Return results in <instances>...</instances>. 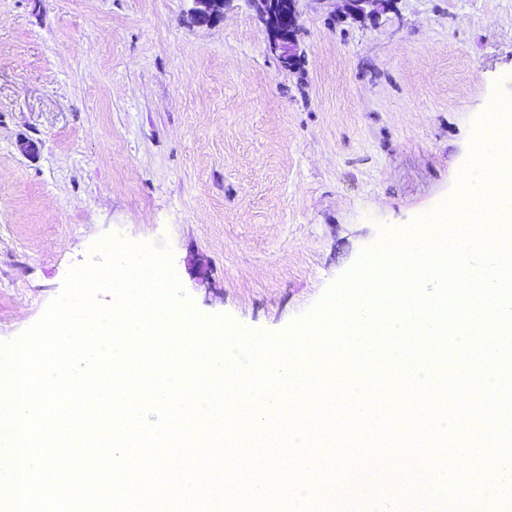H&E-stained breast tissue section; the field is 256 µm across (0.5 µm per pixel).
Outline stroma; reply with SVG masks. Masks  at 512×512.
I'll return each instance as SVG.
<instances>
[{"instance_id":"obj_1","label":"stroma","mask_w":512,"mask_h":512,"mask_svg":"<svg viewBox=\"0 0 512 512\" xmlns=\"http://www.w3.org/2000/svg\"><path fill=\"white\" fill-rule=\"evenodd\" d=\"M0 0V343L107 236L168 246L202 314L281 333L393 231L457 197L512 100V0H302L281 68L246 0ZM194 7L191 10V19L197 24H208L215 19L218 13L224 12L229 0H191ZM343 11L338 20L345 22L364 24L371 21L380 12L392 10L396 7L397 0H343Z\"/></svg>"}]
</instances>
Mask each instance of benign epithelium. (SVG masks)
<instances>
[{
    "label": "benign epithelium",
    "instance_id": "1",
    "mask_svg": "<svg viewBox=\"0 0 512 512\" xmlns=\"http://www.w3.org/2000/svg\"><path fill=\"white\" fill-rule=\"evenodd\" d=\"M191 19L197 24H208L224 12L228 0H192ZM267 33L268 50L294 65L304 59L301 50L300 0H247ZM397 0H343L339 21L364 24L379 13L392 10Z\"/></svg>",
    "mask_w": 512,
    "mask_h": 512
}]
</instances>
